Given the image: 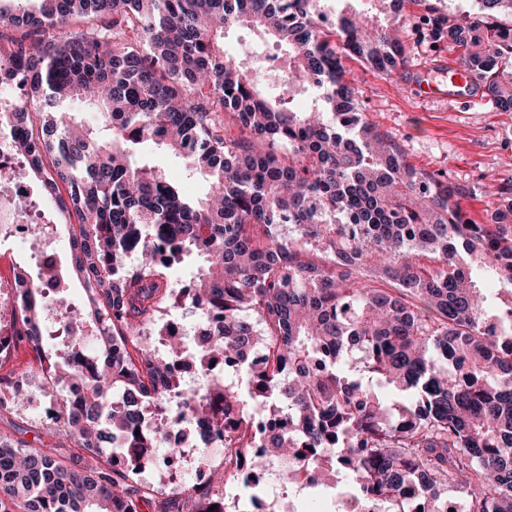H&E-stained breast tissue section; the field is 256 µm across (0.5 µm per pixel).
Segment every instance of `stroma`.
Segmentation results:
<instances>
[{
  "mask_svg": "<svg viewBox=\"0 0 512 512\" xmlns=\"http://www.w3.org/2000/svg\"><path fill=\"white\" fill-rule=\"evenodd\" d=\"M423 11L413 0H401L395 11L407 50L404 67L386 76L356 59H345L344 66L358 90L359 111L404 149L415 168L445 173L449 182L464 187L462 207L486 222L496 209L488 186L512 178V112L496 110L475 89L465 97L420 96L421 82H441L443 69L456 61L454 53L434 51L415 34ZM139 156L186 194L205 195L206 183L190 175L171 151L150 145Z\"/></svg>",
  "mask_w": 512,
  "mask_h": 512,
  "instance_id": "stroma-1",
  "label": "stroma"
}]
</instances>
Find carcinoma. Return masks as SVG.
Here are the masks:
<instances>
[{
	"mask_svg": "<svg viewBox=\"0 0 512 512\" xmlns=\"http://www.w3.org/2000/svg\"><path fill=\"white\" fill-rule=\"evenodd\" d=\"M29 1L37 7L0 8V26L24 30L0 33V68L34 97L12 113L28 157L17 177H42L75 216L72 270L87 305L28 291L14 310L0 369L23 347L54 371L56 416L32 443L0 435V512H139L152 496L101 459L118 436L147 447L140 402L163 399L171 361L186 356L178 341L159 354L140 336L162 333L178 267L190 269L182 307L214 319L198 369L215 356L262 360L238 383L186 394L167 426H228L239 469L267 457L290 486L315 470L379 512H448L450 488L463 512H512V301L493 311L474 280L479 270L512 295V184L494 189L497 209L481 224L459 186L409 165L357 109L341 58L386 75L401 65L404 43L380 19L397 0H365L329 31V0H16ZM479 4L464 23L428 10L421 29L512 112V25L495 21L512 0ZM233 25L288 54L282 86L307 97L303 108L224 51ZM72 99L98 107L96 125L65 112ZM144 144L181 157L206 195L193 200L138 162ZM61 323L89 327L97 376L61 363L83 345H49ZM20 377L0 375V394L12 395L0 413L23 406ZM259 412L287 426L268 435ZM215 503L206 487L157 512Z\"/></svg>",
	"mask_w": 512,
	"mask_h": 512,
	"instance_id": "cac0c4a2",
	"label": "carcinoma"
}]
</instances>
